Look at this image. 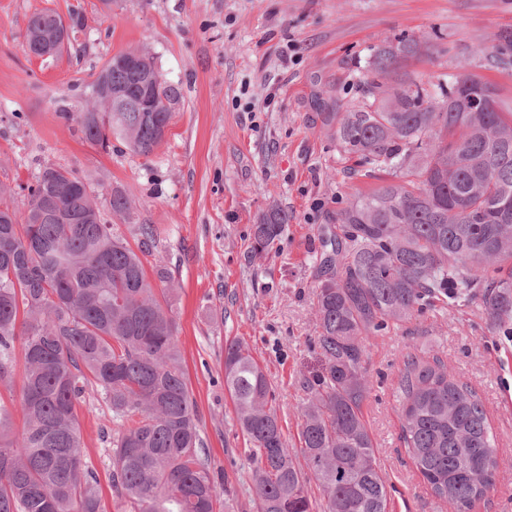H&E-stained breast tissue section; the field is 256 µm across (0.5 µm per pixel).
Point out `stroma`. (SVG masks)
Wrapping results in <instances>:
<instances>
[{
  "label": "stroma",
  "instance_id": "stroma-1",
  "mask_svg": "<svg viewBox=\"0 0 512 512\" xmlns=\"http://www.w3.org/2000/svg\"><path fill=\"white\" fill-rule=\"evenodd\" d=\"M80 13L71 49L26 55L29 16ZM512 31V0H0V183H31L37 164L76 170L94 184L105 222L138 247L155 238L146 266H165L178 285L176 344L196 404L210 467L224 484V512H257L252 446L224 388V345L247 344L276 393L289 447H299L306 386L320 372L313 305L324 230L371 181L347 173L327 136L325 113L359 95L368 48L404 35L427 50L406 64L430 79L469 61L471 73L512 104V68H489L479 45ZM154 55L177 85L166 136L150 156L121 141H86L60 104L81 111L85 85L112 55ZM126 191L130 222L115 220L113 189ZM277 206L290 220L263 256L251 227ZM441 359L481 397L504 448L495 489L471 512H512V322L490 331L479 301L427 309L368 343L371 393L363 419L390 489V512H456L436 498L399 440L393 387L405 355ZM82 453L98 476L105 512H134L112 483V411L95 394L78 411Z\"/></svg>",
  "mask_w": 512,
  "mask_h": 512
}]
</instances>
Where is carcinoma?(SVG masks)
<instances>
[{"mask_svg": "<svg viewBox=\"0 0 512 512\" xmlns=\"http://www.w3.org/2000/svg\"><path fill=\"white\" fill-rule=\"evenodd\" d=\"M82 25L54 10L33 13L24 51L55 53ZM420 40L383 39L358 77L361 100L325 113V125L354 176L378 184L336 213L341 233L327 240L314 293L316 344L324 367L307 385L299 432L288 448L263 367L238 340L224 345V388L252 444L258 512H388L390 492L362 416L369 394V338L436 304L481 301L490 329L512 319V107L500 89L468 72L419 81L400 72ZM492 67H512V32L480 48ZM117 112H98L107 95ZM179 87L152 55L121 51L84 92L83 111L60 109L84 138H112L149 156L163 141ZM147 100L154 111L143 112ZM18 217L15 190L0 185V385L22 355L21 432L0 400V512H104L94 472L81 455V403L102 392L112 409V484L137 512H217L223 486L204 440L175 343L170 305L177 285L144 255L154 240L138 225L139 250L102 222L91 182L75 170L40 166ZM121 220L130 198L113 191ZM288 212L270 208L252 227L250 252L266 253ZM400 439L434 496L461 510L487 497L503 449L476 391L438 361L407 356L394 387ZM323 491L315 509L302 467Z\"/></svg>", "mask_w": 512, "mask_h": 512, "instance_id": "carcinoma-1", "label": "carcinoma"}]
</instances>
